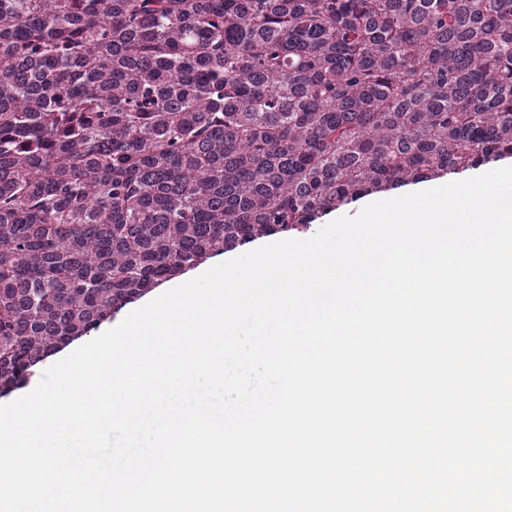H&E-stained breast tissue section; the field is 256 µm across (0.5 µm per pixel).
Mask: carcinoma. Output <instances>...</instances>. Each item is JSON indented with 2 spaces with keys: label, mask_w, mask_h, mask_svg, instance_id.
Wrapping results in <instances>:
<instances>
[{
  "label": "carcinoma",
  "mask_w": 512,
  "mask_h": 512,
  "mask_svg": "<svg viewBox=\"0 0 512 512\" xmlns=\"http://www.w3.org/2000/svg\"><path fill=\"white\" fill-rule=\"evenodd\" d=\"M512 158V0H0V394L207 259ZM509 162H511V158H505V159H501V160H498V161H495V162H491V163H489V164H487L485 166H482L478 170L466 171V172H463V173H459V174L448 176V178L445 177V178H441V179H435V180H430V181L419 182V183H416V184H410V185L398 187L396 189H393L391 191L384 192V193H374V194L366 195V196L358 199L357 201L349 204L348 206H345V207H343V208H341L339 210H336L334 212H330V213L322 216L321 218H319L315 222L316 225L314 226L313 231H309V232H306V233H293V234H291L289 236L275 235V236L263 238V239L254 241L252 243L246 244V245H244L242 247H239V248H237V249H235L233 251L226 252L223 255L212 257V258L208 259L206 262H204L203 264L199 265L198 267H196L194 269L196 270L199 267L211 268V267H213V266H215V265H217L219 263L224 262L225 259H227L228 256L231 255V254H240L241 255V254H243L245 252H248V251H250L252 249H255V248L259 247V246H262V245H265V244H268V243H271V242H275V241H279V240H283V239H289V238H296V239L309 238V237L313 236L323 226H325L330 221H332L333 219H335V218H337L339 216H343V215L355 216V215H357L360 212V210L367 204V202L369 200H371L372 198H377V197L392 198V197H396V196H399V195H402V194H406V190H408L409 188H420V187L441 185V184H444L447 181L450 182V181H454V180L465 179V178L472 177V176H475L477 174H480L482 172L488 171V170H490L492 168H495L497 166L507 165ZM194 269H192L193 271L189 272L188 274L185 273L186 275L183 274V275H181L182 277H179V278H176V279H183L184 278V280H189V279H186V278H188L191 275H193V272L195 271Z\"/></svg>",
  "instance_id": "obj_1"
}]
</instances>
